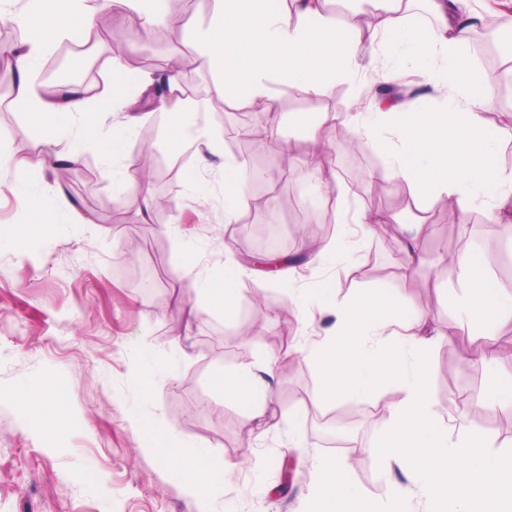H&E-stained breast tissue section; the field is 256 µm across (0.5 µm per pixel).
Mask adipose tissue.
<instances>
[{
	"label": "adipose tissue",
	"mask_w": 512,
	"mask_h": 512,
	"mask_svg": "<svg viewBox=\"0 0 512 512\" xmlns=\"http://www.w3.org/2000/svg\"><path fill=\"white\" fill-rule=\"evenodd\" d=\"M328 2L292 0L284 8L277 0H214V16L197 38L220 73L216 93L244 97L272 112L274 81L318 96L340 82L364 83L380 70H410L419 82L431 85L430 94L403 101L373 99L367 110L337 113L334 121L383 154L387 179L405 183L415 201L448 199L462 217L483 210L502 225L512 250V167L501 158V128L483 115L491 87L470 61L477 18L455 13L468 0H375L381 17L369 36L377 48L367 55L361 49L367 35L359 21L329 14ZM93 12L90 0H28L21 19L26 48L12 56L15 100L45 142H54L63 130L94 137L104 159L122 162V179L135 183L141 168L127 151L128 130L99 131L93 113L120 103L168 112L173 117L170 136L179 144L190 137L207 141L209 130L198 124L174 71L167 79V96L159 98L147 96L148 76L127 80L126 68L116 60L110 64L112 89L97 100L75 86L65 87L56 100L41 93L36 79L44 53L65 36L89 40ZM324 151V143L310 136L307 164L323 185L335 190L340 226L333 241L315 249L318 258L345 251L353 228L368 238L376 225L398 221L391 212L349 209L347 191L325 165ZM224 272L204 296L209 308L228 314L242 299L236 284L248 270L228 254ZM448 277L466 290L465 317L472 330L512 327V291L487 269L478 250L467 247L457 253ZM310 294L336 317L309 348L319 377L318 399L327 403L377 394L388 385L402 393L390 408L388 431L368 450L380 473L393 465L408 473L427 512H512V453L498 452L476 432L451 439L435 413L430 357L435 332L427 318L408 321L414 304L387 288H365L342 299L334 279L325 278ZM272 372L269 363L259 372L219 371L212 385L241 410L245 425L262 429L275 417L266 381ZM145 445L174 468L189 492L200 494L224 482L223 459L206 448L185 450L161 426L149 428ZM317 471L316 512H374L338 460L319 459Z\"/></svg>",
	"instance_id": "ef3b65f1"
}]
</instances>
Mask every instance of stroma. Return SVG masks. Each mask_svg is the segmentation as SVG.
I'll return each instance as SVG.
<instances>
[{
  "label": "stroma",
  "mask_w": 512,
  "mask_h": 512,
  "mask_svg": "<svg viewBox=\"0 0 512 512\" xmlns=\"http://www.w3.org/2000/svg\"><path fill=\"white\" fill-rule=\"evenodd\" d=\"M161 24L150 34L130 36L127 15L98 9L92 27L106 58L129 64L147 57L160 65L182 57L200 63L182 81L198 93L200 111L211 113L214 146L210 166L196 188L186 177L195 165L192 150L175 151L168 136L166 112L143 115L130 138L133 155L154 158L156 169L143 185L123 186L95 144L82 145V163L69 175L31 166L51 148H66L74 135L63 131L57 145L43 141L36 126L13 98L0 96V153L10 164L0 169V226L32 221V207L20 195L36 184L50 204L47 229L30 248L0 251V512H308L327 453L320 443L313 413L331 411L314 402L318 375L302 346L318 340L335 317L306 305L292 304L293 288H310L325 277L337 279L340 297L357 288H390L412 297L417 312L440 328L462 315L463 289L439 274V248L482 252L488 269L512 290V252L500 225L482 212L453 217L446 200L425 210L434 232L419 242L427 264L416 271L394 239L407 235L413 217L393 227L392 238H368L356 253L341 252L324 261L298 263L288 279L270 280L252 272L239 283L243 301L234 315L206 312L188 324L187 311L201 288L221 278L224 253L249 263L261 247L258 231L266 222L262 197L298 200L299 208L281 211L280 251L298 254L299 225L321 220L332 204L330 192L306 170V142L311 121L323 113L345 112L356 88L341 83L327 96H304L275 85L274 131L260 154H245L232 131L244 127L252 105L239 98L216 100L209 91L215 72L200 57L192 29L208 23L213 0H158ZM328 153L350 187V203L373 210H401L400 189L377 190L385 179V162L373 150L349 158L333 130H326ZM291 156H284V146ZM242 162L248 221H224V159ZM276 174L275 183L257 185L255 172ZM170 201L168 211L142 219V192ZM195 258L196 274L180 277L184 258ZM247 319L265 329L248 347L236 331ZM484 337L458 335L454 354L448 339L432 350V396L451 437L483 431L496 446L512 447V429L488 427L468 418L454 398L468 394L478 401L495 374L494 365L470 364L468 352ZM276 356L271 391L277 424L264 434L251 432L241 413L210 385L212 372L241 366H264ZM156 367L150 387L135 379ZM55 383L63 391L68 419L62 427L35 419L15 398L19 386L36 389ZM162 423L181 446L210 448L230 465L223 485L206 495L188 492L173 470L144 447L142 427ZM353 482L372 500L386 499L388 483L408 486L407 475L392 468L381 482L371 457L352 464L338 453ZM294 478L284 482V466Z\"/></svg>",
  "instance_id": "1"
}]
</instances>
